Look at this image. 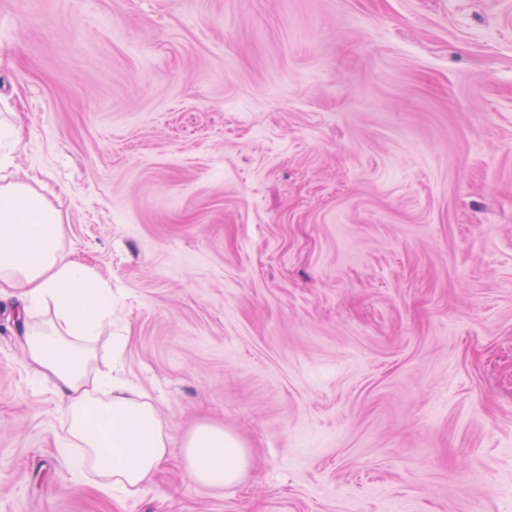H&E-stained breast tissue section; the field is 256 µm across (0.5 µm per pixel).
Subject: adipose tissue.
<instances>
[{"label": "adipose tissue", "mask_w": 512, "mask_h": 512, "mask_svg": "<svg viewBox=\"0 0 512 512\" xmlns=\"http://www.w3.org/2000/svg\"><path fill=\"white\" fill-rule=\"evenodd\" d=\"M22 133L18 115L0 119V298L19 300L38 317L18 339L37 380L66 406L69 430L57 453L74 477L93 473L97 487L126 495L137 494L175 447L196 489L238 485L253 462L238 434L200 421L173 441L149 396L123 371L124 338L113 342L111 364L98 367L96 343L112 322V290L64 254L67 226L49 197L6 180L13 164L6 149Z\"/></svg>", "instance_id": "obj_1"}]
</instances>
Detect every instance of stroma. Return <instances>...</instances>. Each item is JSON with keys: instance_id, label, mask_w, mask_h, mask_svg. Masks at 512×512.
<instances>
[{"instance_id": "1", "label": "stroma", "mask_w": 512, "mask_h": 512, "mask_svg": "<svg viewBox=\"0 0 512 512\" xmlns=\"http://www.w3.org/2000/svg\"><path fill=\"white\" fill-rule=\"evenodd\" d=\"M12 171L120 298L201 492L72 478L0 302V512H512V0H0ZM179 448L183 473L197 490L236 486L252 467V449L224 424L197 422L182 435Z\"/></svg>"}]
</instances>
